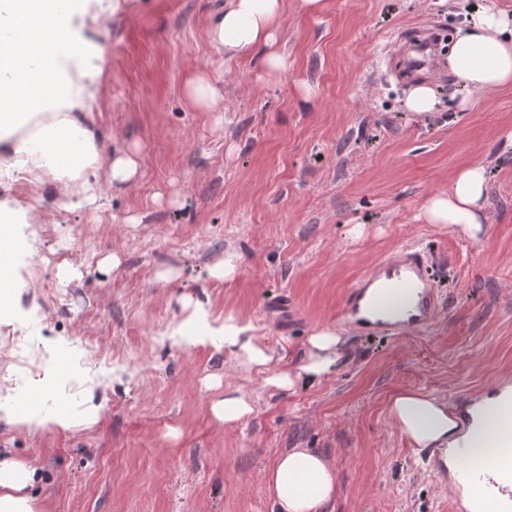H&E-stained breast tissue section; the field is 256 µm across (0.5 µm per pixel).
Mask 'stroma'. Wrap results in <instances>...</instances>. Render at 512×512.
<instances>
[{
	"label": "stroma",
	"instance_id": "1",
	"mask_svg": "<svg viewBox=\"0 0 512 512\" xmlns=\"http://www.w3.org/2000/svg\"><path fill=\"white\" fill-rule=\"evenodd\" d=\"M512 0H324L289 7L278 38L288 67L223 65L205 34L212 0H127L104 14V155L139 145L137 181L103 185L99 216L54 196L20 229L15 304L0 332L30 343L28 367L0 378V409L81 410L71 432L0 425V453L41 471L43 512H271L264 479L307 448L336 472L326 512H450L448 484L388 415L397 391L456 404L512 376V87L473 94L431 80L434 112H408L414 82L393 63L422 29L455 34L474 10ZM204 72L224 113L197 112L186 78ZM487 165V233L460 238L419 214L454 173ZM361 236H353V227ZM416 245L431 257L440 312L428 327L368 336L316 382L270 393L226 352L166 339L189 299L262 327L274 367L295 365L310 333L341 326L349 288ZM241 271L210 270L228 250ZM73 274L64 278L61 267ZM55 387L37 397L39 375ZM252 396L244 422L211 413L225 387Z\"/></svg>",
	"mask_w": 512,
	"mask_h": 512
}]
</instances>
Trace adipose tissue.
<instances>
[{
  "mask_svg": "<svg viewBox=\"0 0 512 512\" xmlns=\"http://www.w3.org/2000/svg\"><path fill=\"white\" fill-rule=\"evenodd\" d=\"M314 14L322 0H221L209 16L206 34L225 63L260 55L268 75L286 70L278 31L289 5ZM118 0H0V182L25 175L31 186L23 200H0V313L15 301L9 268L21 246L18 229L39 221L44 189L62 200L78 198L91 212L102 208L100 178L113 184L133 181L139 170L134 148L103 157L92 128L97 92L106 61L100 46L82 38L81 28L98 25L104 12L119 10ZM451 71L468 92L459 109L469 108L470 93H491L512 86V15L485 8L457 31L448 58ZM487 170L482 162L460 168L448 191L426 199L421 216L429 224L448 225L471 241L486 231L484 199ZM169 339L225 349L245 372L263 375L273 392L292 390L299 378L320 379L343 355V338L335 327L316 329L296 368H273L275 352L258 326L233 315L213 316L195 303L184 319L171 323ZM494 399L479 404L480 422L463 426L447 403L433 393L408 389L392 396L391 421L419 448H464L484 455L501 421ZM99 418V407L80 413L46 416L10 410L0 421L31 431H69ZM39 479L36 467L0 459V512H38L27 489ZM272 512H323L336 497V474L321 454L293 448L281 454L266 475Z\"/></svg>",
  "mask_w": 512,
  "mask_h": 512,
  "instance_id": "obj_1",
  "label": "adipose tissue"
}]
</instances>
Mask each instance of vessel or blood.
I'll return each instance as SVG.
<instances>
[{"label":"vessel or blood","mask_w":512,"mask_h":512,"mask_svg":"<svg viewBox=\"0 0 512 512\" xmlns=\"http://www.w3.org/2000/svg\"><path fill=\"white\" fill-rule=\"evenodd\" d=\"M412 298L413 305L402 327L419 329L435 318L439 296L433 273L423 250L403 248L391 259L381 261L360 283L351 287L344 299L343 314L361 332L382 333L387 322L378 312L389 309L395 299ZM503 424L487 455L477 462L460 458L454 461L458 479L492 501L497 512H512V401L502 406Z\"/></svg>","instance_id":"vessel-or-blood-1"}]
</instances>
